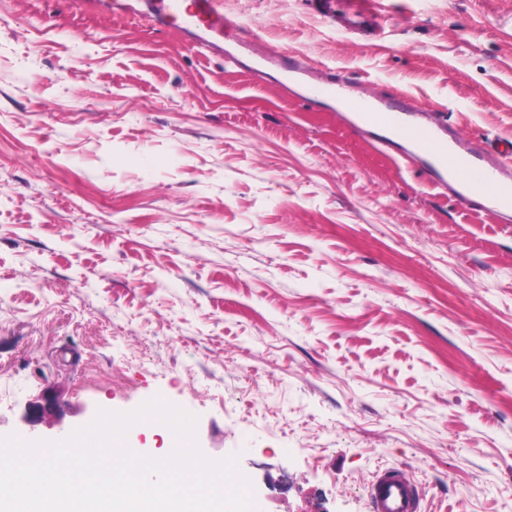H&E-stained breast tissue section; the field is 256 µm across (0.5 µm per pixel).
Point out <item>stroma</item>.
Returning a JSON list of instances; mask_svg holds the SVG:
<instances>
[{"label":"stroma","mask_w":512,"mask_h":512,"mask_svg":"<svg viewBox=\"0 0 512 512\" xmlns=\"http://www.w3.org/2000/svg\"><path fill=\"white\" fill-rule=\"evenodd\" d=\"M245 65L82 0H0V435L160 395L240 452L263 512H512V223L433 189L260 52L512 139V0H224ZM56 394L59 412L22 425ZM325 13L336 17V22L349 29L372 24L374 17L373 0H322ZM59 407L58 399L55 396L43 394L28 404L20 420L22 423L31 426L46 416L54 415ZM372 512H416L418 506L412 482L400 469L386 470L368 488Z\"/></svg>","instance_id":"35a3bbf8"}]
</instances>
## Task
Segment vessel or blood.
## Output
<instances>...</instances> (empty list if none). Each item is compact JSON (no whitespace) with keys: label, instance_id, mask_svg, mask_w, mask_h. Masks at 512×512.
<instances>
[{"label":"vessel or blood","instance_id":"obj_1","mask_svg":"<svg viewBox=\"0 0 512 512\" xmlns=\"http://www.w3.org/2000/svg\"><path fill=\"white\" fill-rule=\"evenodd\" d=\"M322 2L326 14L347 28L356 29L375 20L373 0ZM152 8L155 20H178L184 29L198 30L195 44L205 54L213 53L218 41L238 35V22L225 16L220 0H154ZM272 58L283 66L285 73L305 76L303 99L306 103L336 102L347 111L357 113L362 128L375 130L377 147L403 142L407 159L428 168L434 184L451 190L459 201L474 205L488 198L494 207L512 208V143L503 145L496 155H489L464 136L448 137L434 115H427L422 121H408V114L418 110L410 99L389 104H373L359 97L348 100L343 96V78L312 76L300 60L279 51L273 52ZM368 495L372 512L417 510L413 485L399 469L377 475L368 488Z\"/></svg>","mask_w":512,"mask_h":512}]
</instances>
